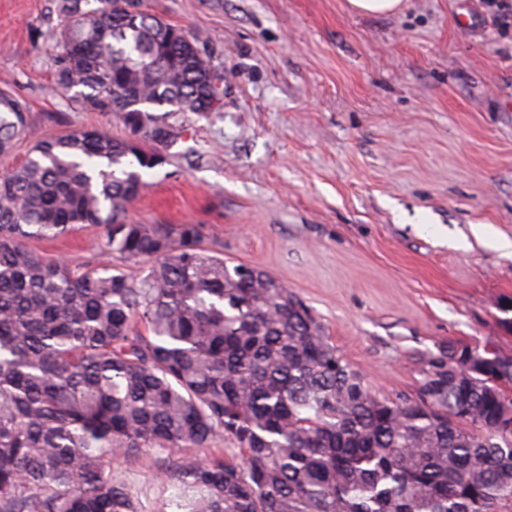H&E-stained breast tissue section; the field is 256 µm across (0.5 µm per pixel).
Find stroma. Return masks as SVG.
Masks as SVG:
<instances>
[{
	"label": "stroma",
	"instance_id": "stroma-1",
	"mask_svg": "<svg viewBox=\"0 0 512 512\" xmlns=\"http://www.w3.org/2000/svg\"><path fill=\"white\" fill-rule=\"evenodd\" d=\"M58 0H0V90L31 140L116 120L54 89ZM202 41L224 72L220 111L184 133L130 221L200 224L228 264L257 266L311 309L378 397L414 396L451 344L512 357V27L485 0H403L364 16L347 0H141ZM87 225L33 239L84 263ZM166 452L116 459L145 512H176Z\"/></svg>",
	"mask_w": 512,
	"mask_h": 512
}]
</instances>
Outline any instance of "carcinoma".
Segmentation results:
<instances>
[{
	"instance_id": "cac0c4a2",
	"label": "carcinoma",
	"mask_w": 512,
	"mask_h": 512,
	"mask_svg": "<svg viewBox=\"0 0 512 512\" xmlns=\"http://www.w3.org/2000/svg\"><path fill=\"white\" fill-rule=\"evenodd\" d=\"M57 90L116 118L34 144L0 176V512H143L112 459L168 456L179 512H503L512 505V358L429 357L417 396L380 399L304 302L202 247L201 224H139L129 204L166 163L177 112H209L200 40L134 0H59ZM0 91V157L29 128ZM152 259L138 278L28 247L81 225Z\"/></svg>"
}]
</instances>
